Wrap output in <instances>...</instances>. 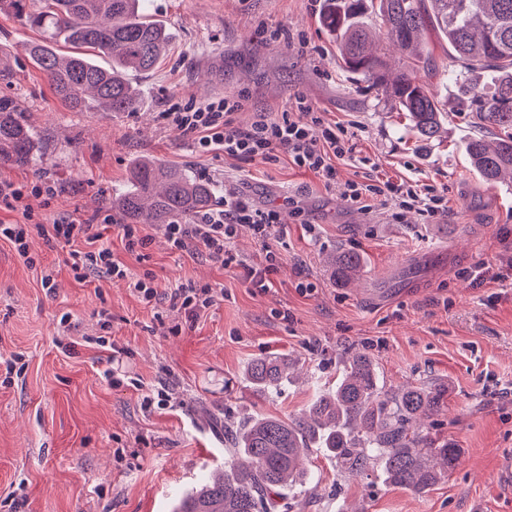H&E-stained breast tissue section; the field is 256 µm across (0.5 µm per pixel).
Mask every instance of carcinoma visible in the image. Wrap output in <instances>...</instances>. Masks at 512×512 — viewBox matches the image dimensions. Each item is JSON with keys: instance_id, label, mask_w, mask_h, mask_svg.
Segmentation results:
<instances>
[{"instance_id": "cac0c4a2", "label": "carcinoma", "mask_w": 512, "mask_h": 512, "mask_svg": "<svg viewBox=\"0 0 512 512\" xmlns=\"http://www.w3.org/2000/svg\"><path fill=\"white\" fill-rule=\"evenodd\" d=\"M0 13L45 33L29 55L73 112L137 111L140 100L127 75L154 68L169 45L165 28L143 15L140 0H0ZM366 14L378 17L405 53L406 63L393 78L371 49ZM320 22L336 35L343 68L382 89L415 137L429 142L440 139L444 117L437 94L417 73L430 66L424 38L435 31L448 43L443 77L460 90L459 109L474 113L476 124L492 134L466 143L470 165L491 185L512 174V0H326ZM89 50L111 65L91 63ZM478 68L487 78L485 92L476 90ZM45 155L18 101L1 90L0 165L37 174ZM210 201L208 185L143 159L131 188L112 198V208L129 224H180ZM327 263L342 288L364 273L363 258L352 251L338 250ZM298 368L286 358L258 357L247 376L259 390L276 393ZM447 398L448 387L435 383L389 393L374 361L354 353L342 361L336 382L314 395L299 416H248L224 426V474L183 499L176 512H274L280 490L309 481L302 465L313 449L336 460L342 473L360 477L376 467L385 482L425 493L454 470L462 454L432 433Z\"/></svg>"}]
</instances>
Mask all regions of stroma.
<instances>
[{"label":"stroma","instance_id":"obj_1","mask_svg":"<svg viewBox=\"0 0 512 512\" xmlns=\"http://www.w3.org/2000/svg\"><path fill=\"white\" fill-rule=\"evenodd\" d=\"M142 8L167 27L169 49L152 71L130 76L141 110L115 114L70 111L27 52L40 32L0 14L10 90L48 146L43 177L57 188L51 206L29 198L34 223L65 215L99 222L132 163L150 157L209 183L214 204L236 191L276 208L285 232L270 244L280 263L269 287L256 288L240 268L172 253L160 225H144L151 242L140 256L109 227L103 240L114 257L133 273H152L160 294L188 282L221 290L174 334L168 303L144 305L122 282L77 281L67 246L32 232L30 265L0 241V512H176L223 467L221 422L251 412L293 417L312 396L301 380L272 394L255 390L251 360L296 359L328 383L359 349L386 391L422 380L448 385L436 432L464 455L447 479L415 494L375 471L365 479L340 473L314 451L306 464L316 489L282 491L277 512H512V486L497 478L500 461L512 457V277H473L512 238V183L487 185L469 164L464 145L478 127L473 113L456 111L455 86L441 84L447 44L428 36L436 71L421 79L450 113L447 137L426 144L380 92L342 72L336 37L319 22L322 0H144ZM274 30L279 39H270ZM297 93L356 133L372 178L446 188L448 232L415 212L396 221L380 201L353 206L285 157L269 165L192 152L162 118L172 102L244 95L236 123L246 127L256 110L283 111ZM336 249L363 256L357 286L339 288L329 277L324 257ZM103 309L126 350L123 371L147 387L167 382L166 408L143 409L139 390L104 377L108 352L94 342ZM65 314L67 331L59 324ZM17 357L21 376L6 377Z\"/></svg>","mask_w":512,"mask_h":512}]
</instances>
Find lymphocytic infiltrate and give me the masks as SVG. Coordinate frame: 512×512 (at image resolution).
I'll return each mask as SVG.
<instances>
[{"label":"lymphocytic infiltrate","mask_w":512,"mask_h":512,"mask_svg":"<svg viewBox=\"0 0 512 512\" xmlns=\"http://www.w3.org/2000/svg\"><path fill=\"white\" fill-rule=\"evenodd\" d=\"M244 106L243 99L232 98L202 105L175 103L163 117L168 124L181 130L199 152H221L225 157L272 163L279 154H287L301 171L319 176L326 187L334 189L350 203L369 209L373 200L389 204L396 220L406 213L417 212L434 219L445 211L444 194L431 184L416 181L397 182L361 178L339 181L336 164L357 158L354 134L344 127L326 122L317 108L302 95H295L292 111L276 116L259 115L249 127L235 123V114ZM53 200L56 189L52 183L40 182L27 187L0 182V206L21 211L22 221L0 224V239L8 240L22 258H29L31 211L26 203L29 196ZM249 226L260 242L266 243L279 225L276 209L257 208L248 199L228 195L223 206L200 214L193 224H167L163 232L170 248L176 253L204 255L220 266H231L235 258L229 245L238 227ZM47 239L69 246L70 268L75 279L109 278L129 281L139 300L147 305L160 302L161 296L151 275L133 276L128 267L114 258L110 247L102 245L98 225L78 224L63 217L54 223L40 225ZM218 294L210 285H179L168 300L173 311L194 318L213 306Z\"/></svg>","instance_id":"1"}]
</instances>
